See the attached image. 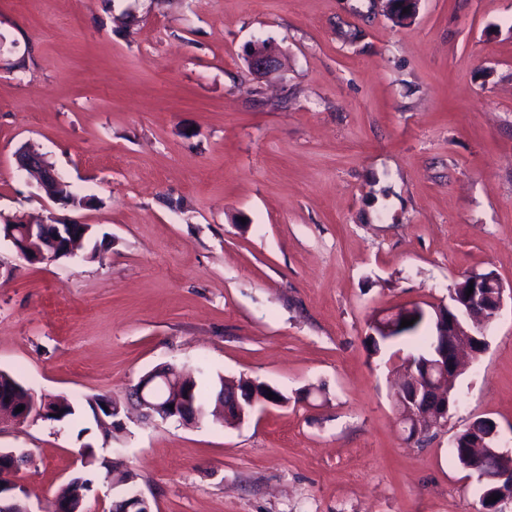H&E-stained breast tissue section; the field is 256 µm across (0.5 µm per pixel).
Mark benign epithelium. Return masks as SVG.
Listing matches in <instances>:
<instances>
[{
    "instance_id": "obj_1",
    "label": "benign epithelium",
    "mask_w": 512,
    "mask_h": 512,
    "mask_svg": "<svg viewBox=\"0 0 512 512\" xmlns=\"http://www.w3.org/2000/svg\"><path fill=\"white\" fill-rule=\"evenodd\" d=\"M387 15L394 21L404 24L412 19L418 9L420 0H384ZM247 64L250 72L257 76H264L276 71L281 65L280 53L276 47L264 42L253 44L247 52ZM19 169L37 176L39 185L47 198L53 202L66 203L74 198L69 185L57 175L53 165L38 151L26 147L15 155ZM75 222H54L51 241L54 245L49 254L38 250L34 245L37 235L43 233L47 224H29L24 220L15 219L3 224V237L11 242L17 256L24 261L32 260L40 263H53L62 258L70 260L78 256V247L70 241L69 229ZM463 285L473 286V293L451 294V304L440 307L436 311L431 339L428 345L433 358L432 366L443 373L439 381L421 386L419 376L411 371L399 390L395 399L401 402L399 412L401 421L414 431L413 440H418L432 430L442 427L448 420V410L451 405V394L447 388L446 380L455 378L465 369L463 351L470 352L476 358L484 353L486 341L470 333L463 325L464 319H479L480 323H491L504 302V288L498 279H491L478 272H471L462 278ZM241 400L237 401V408L256 410L276 404L273 399L265 398L258 393L251 392L247 380H242ZM181 387V371L174 365L160 366L144 375L134 385L129 397L133 405L154 420L163 421L178 419L182 422L196 419V409L191 394L183 393ZM24 409L13 420V424L20 425L30 417L48 412L47 400L36 398L26 399ZM21 455L11 450L0 452V481L14 480L20 468Z\"/></svg>"
}]
</instances>
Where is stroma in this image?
<instances>
[{
	"mask_svg": "<svg viewBox=\"0 0 512 512\" xmlns=\"http://www.w3.org/2000/svg\"><path fill=\"white\" fill-rule=\"evenodd\" d=\"M282 68L253 76L246 50ZM43 153L79 205L50 201L16 152ZM76 220L95 260L31 265L0 241V370L65 421L0 426L31 453L47 512L75 476L107 512V469L153 512H477L455 435L492 417L512 451V298L454 384L446 426L406 440L403 359L472 271L512 291V0H0V224ZM418 305L417 336L372 352L374 319ZM161 364L269 384L243 422L98 427ZM94 460L82 465L78 451ZM384 2L390 19L404 24L415 16L420 0H384ZM403 9H407V13H403ZM247 64L252 74L264 76L276 71L280 67V53L276 47L264 42H258L249 48ZM86 403L90 410L92 411L94 418L96 419L97 422L99 421L98 417L99 414L101 413V415H103L105 418H108L111 421V425L114 429H122L120 423L115 422V420H118L117 418H119L120 415L116 417L117 415L113 413L120 412V405L115 404L114 406H112V401L101 395H95L87 398Z\"/></svg>",
	"mask_w": 512,
	"mask_h": 512,
	"instance_id": "35a3bbf8",
	"label": "stroma"
}]
</instances>
